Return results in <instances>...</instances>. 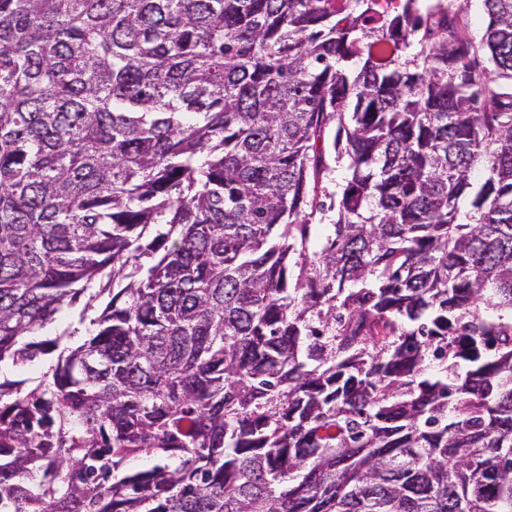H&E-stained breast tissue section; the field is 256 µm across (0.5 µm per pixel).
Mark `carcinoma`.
<instances>
[{"instance_id":"carcinoma-1","label":"carcinoma","mask_w":512,"mask_h":512,"mask_svg":"<svg viewBox=\"0 0 512 512\" xmlns=\"http://www.w3.org/2000/svg\"><path fill=\"white\" fill-rule=\"evenodd\" d=\"M482 2L476 42L441 0H0V364L125 281L0 382V512H512V0ZM345 165L346 162L342 161L340 164L337 163L333 164L335 168V171L330 175V177L327 179H324L321 185L318 186L317 192L312 191V187L310 188L309 192V205H311V202L313 198H315V194H318V198L316 202L318 201H324L327 205L329 204V199H326L324 194H332L336 192H339L341 189L342 184L344 183V176H345ZM324 187V188H323ZM88 294L89 292L77 301L64 319L47 326L38 336L30 339L31 341H42L60 338L59 347L57 349L52 346L38 347L39 350L32 368H3L0 372V382L17 383L22 389L33 387L40 380L42 373L57 363L58 355L63 348L75 347L81 343L94 329V326L90 324V318L98 315L111 297L109 292L101 295L95 302V311H90L88 318L82 322L81 311Z\"/></svg>"}]
</instances>
